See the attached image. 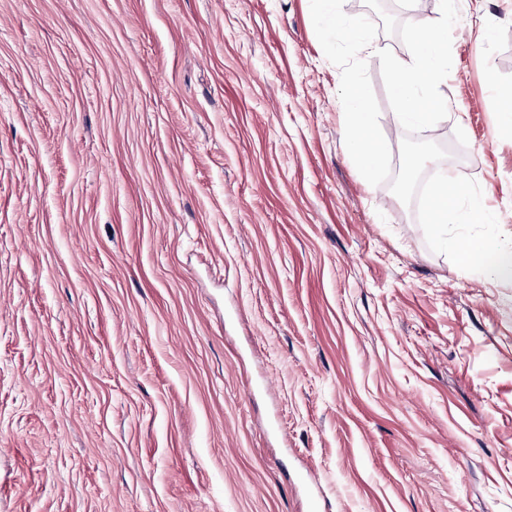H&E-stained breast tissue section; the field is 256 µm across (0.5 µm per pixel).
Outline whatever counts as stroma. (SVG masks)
Wrapping results in <instances>:
<instances>
[{
	"label": "stroma",
	"instance_id": "obj_1",
	"mask_svg": "<svg viewBox=\"0 0 512 512\" xmlns=\"http://www.w3.org/2000/svg\"><path fill=\"white\" fill-rule=\"evenodd\" d=\"M457 5L425 172L512 236V0ZM340 79L310 0H0V512H512V283L360 175Z\"/></svg>",
	"mask_w": 512,
	"mask_h": 512
}]
</instances>
